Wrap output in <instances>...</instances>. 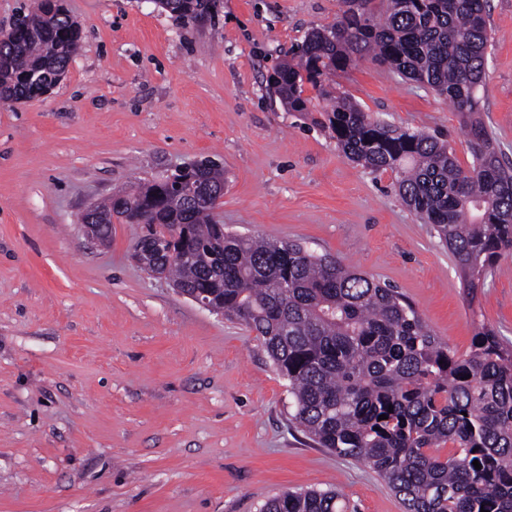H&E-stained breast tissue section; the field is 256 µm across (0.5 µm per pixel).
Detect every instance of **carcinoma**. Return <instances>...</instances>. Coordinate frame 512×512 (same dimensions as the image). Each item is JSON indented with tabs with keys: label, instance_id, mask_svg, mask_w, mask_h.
Here are the masks:
<instances>
[{
	"label": "carcinoma",
	"instance_id": "cac0c4a2",
	"mask_svg": "<svg viewBox=\"0 0 512 512\" xmlns=\"http://www.w3.org/2000/svg\"><path fill=\"white\" fill-rule=\"evenodd\" d=\"M33 0L0 32V103L36 98L65 75L80 29ZM186 23L217 0H156ZM488 0H367L316 28L277 63L270 87L289 112L316 121L352 162L391 172L399 196L448 246L469 295L512 254V164L476 118L490 45ZM365 54L448 100L470 127V168L448 144L399 128L335 95L334 77ZM309 84L316 96H303ZM224 169L195 168L118 191L91 223L149 225L151 271L206 293L213 308L262 338L288 381L293 418L317 445L368 463L404 512H512V346L484 324L459 354L395 288L299 243L224 231L216 219ZM393 411H388V407ZM386 419L378 420L380 415ZM479 461L477 469L473 461ZM260 512H346L332 490L288 491Z\"/></svg>",
	"mask_w": 512,
	"mask_h": 512
}]
</instances>
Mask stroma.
<instances>
[{
  "mask_svg": "<svg viewBox=\"0 0 512 512\" xmlns=\"http://www.w3.org/2000/svg\"><path fill=\"white\" fill-rule=\"evenodd\" d=\"M81 30L46 95L0 105V512H258L287 490L404 512L365 462L318 447L244 325L149 275L142 224L100 244L80 218L194 159L224 166L236 234L299 242L398 288L468 351L477 323L512 344V257L468 299L453 256L391 173L350 161L266 76L342 0H220L185 24L154 0H62ZM480 116L512 161V0H489ZM336 88L367 112L472 158L448 102L371 58Z\"/></svg>",
  "mask_w": 512,
  "mask_h": 512,
  "instance_id": "stroma-1",
  "label": "stroma"
}]
</instances>
